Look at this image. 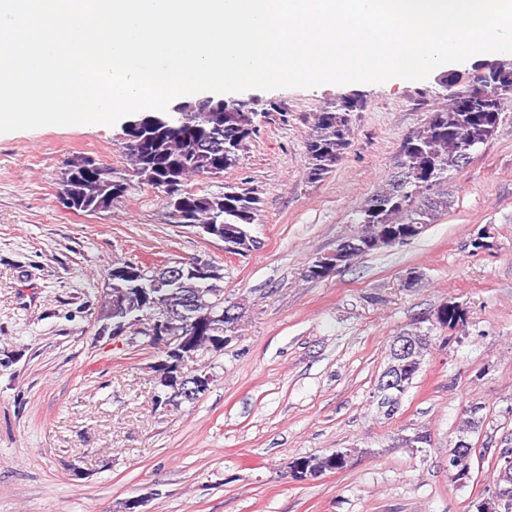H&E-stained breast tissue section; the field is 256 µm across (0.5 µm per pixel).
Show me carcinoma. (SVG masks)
Masks as SVG:
<instances>
[{
	"mask_svg": "<svg viewBox=\"0 0 512 512\" xmlns=\"http://www.w3.org/2000/svg\"><path fill=\"white\" fill-rule=\"evenodd\" d=\"M484 78L476 77L475 84L462 89L455 80L443 83V89L451 100L448 108L430 114L427 122L405 142L399 171L388 183L374 191L358 210L354 221L362 230L376 234L385 226L414 224L418 237L427 224L448 209V196L437 191L448 182V172L463 167L468 160L461 154L462 143L478 147L495 132L505 100L512 98V80L500 90L496 98L483 95ZM353 104L342 102L319 113L307 142V176L319 179L332 171L341 161L350 145ZM222 117L210 119L200 113H192L184 123L167 130L158 137L137 140L125 145L134 176L157 179L152 187L166 196L162 181L173 167L184 170L185 178L211 174V170L228 171L237 167L249 139L256 134V118L248 104L242 101L221 102ZM118 179L114 169L89 156H77L67 163L59 186L60 192L70 199L74 209L95 212L109 201L112 181ZM178 195L186 199V205H195L203 198L207 207L199 214L197 223L222 226H241L248 238L242 249L251 252L258 248L249 226L257 216L258 199L254 191L234 185L224 186L222 194H198L181 183ZM112 297L127 299L125 314L107 315L108 303L100 308L102 323H129L139 315L157 313L169 316L176 330L183 323L191 322L206 311V306L188 302L189 289L200 288L204 295L224 294V277L208 281L181 278L175 284L153 288L158 283L156 273L143 268L137 277L116 276L111 279ZM155 289L163 297L161 307L141 306L139 294Z\"/></svg>",
	"mask_w": 512,
	"mask_h": 512,
	"instance_id": "cac0c4a2",
	"label": "carcinoma"
}]
</instances>
